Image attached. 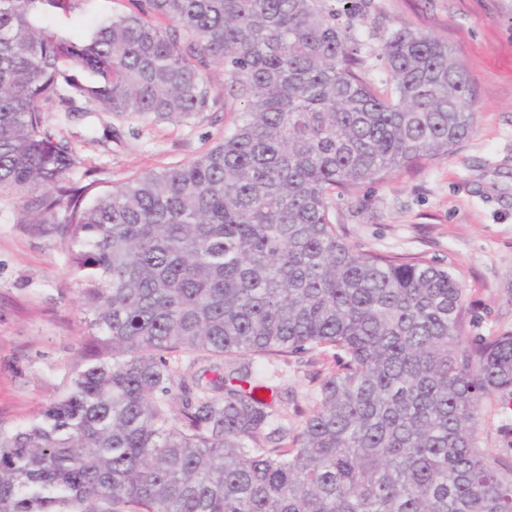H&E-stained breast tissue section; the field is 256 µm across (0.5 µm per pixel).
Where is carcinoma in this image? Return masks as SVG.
<instances>
[{
    "label": "carcinoma",
    "mask_w": 512,
    "mask_h": 512,
    "mask_svg": "<svg viewBox=\"0 0 512 512\" xmlns=\"http://www.w3.org/2000/svg\"><path fill=\"white\" fill-rule=\"evenodd\" d=\"M72 2L0 0V190L76 244L89 315L66 393L0 422V512H512V461L477 437L512 392V333L468 341L447 268L356 251L332 220L473 131L448 42L393 31L383 93L319 0H145L86 41L40 25ZM212 64L243 102L231 133L110 192L70 184L45 113L185 121ZM322 348L337 369L296 430L252 357Z\"/></svg>",
    "instance_id": "cac0c4a2"
}]
</instances>
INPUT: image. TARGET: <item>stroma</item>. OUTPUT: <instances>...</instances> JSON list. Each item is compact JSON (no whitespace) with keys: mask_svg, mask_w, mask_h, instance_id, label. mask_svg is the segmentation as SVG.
Returning a JSON list of instances; mask_svg holds the SVG:
<instances>
[{"mask_svg":"<svg viewBox=\"0 0 512 512\" xmlns=\"http://www.w3.org/2000/svg\"><path fill=\"white\" fill-rule=\"evenodd\" d=\"M357 35L360 69L389 88L382 57L387 36L408 26L447 41L476 91L471 135L447 158L401 169L336 202L345 242L365 252L432 261L448 268L463 290L464 336L512 331V0H321ZM139 0H76L49 9L44 26L87 36ZM214 103L180 123H154L109 112L71 116L50 112L46 122L81 160L71 182L92 172L99 191L134 174L199 156L232 130L239 102L224 97V68L204 70ZM24 197L0 191V421L20 425L64 392L82 366L87 335L80 307L81 272L71 267V243L53 229L27 223ZM276 385L292 426L302 424L317 388L336 367L333 351L256 358ZM482 448L512 460V394L494 393L478 414Z\"/></svg>","mask_w":512,"mask_h":512,"instance_id":"35a3bbf8","label":"stroma"}]
</instances>
